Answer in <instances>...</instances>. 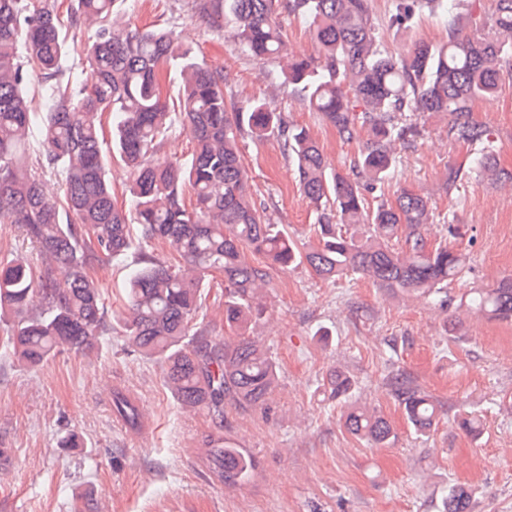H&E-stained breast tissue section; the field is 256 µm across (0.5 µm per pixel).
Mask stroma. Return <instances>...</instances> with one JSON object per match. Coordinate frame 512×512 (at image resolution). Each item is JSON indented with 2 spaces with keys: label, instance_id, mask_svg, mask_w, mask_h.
Listing matches in <instances>:
<instances>
[{
  "label": "stroma",
  "instance_id": "35a3bbf8",
  "mask_svg": "<svg viewBox=\"0 0 512 512\" xmlns=\"http://www.w3.org/2000/svg\"><path fill=\"white\" fill-rule=\"evenodd\" d=\"M198 0H123L121 10L139 28L189 32L197 57L226 77L227 98L267 99L271 107L308 127L329 168L348 172L360 141L339 137L299 93L277 86L272 65L247 58L214 30ZM494 0H457L422 12L409 29L390 23L393 0H374L376 33L393 52L416 40L438 41L449 30L469 35L482 27ZM501 90L475 100L471 118L487 130L501 167L512 171V66H503ZM415 133L402 148L386 189L405 187L430 198L429 242H448L466 254L470 270L449 285L451 296L512 277V196L479 176L481 145L448 138L443 113L411 112ZM241 159L258 203L299 241L314 240L313 206L276 141L244 138ZM460 168L447 190L449 166ZM459 233L448 238L445 227ZM103 288L110 317L124 310L127 269L90 268ZM266 311L250 334L278 367L269 412L224 408V435L258 461L254 479L227 489L211 475L204 448L214 433L210 416L177 405L158 366L131 352L121 331L101 352L71 350L34 370L19 367L0 346V448L14 460L0 477V512H440L448 486L474 491L472 512H512V322L459 314L432 299L394 296L365 278L318 279L304 265L272 273ZM327 337H319V330ZM347 372L356 398L375 407L395 437L376 447L340 422V404L324 381L333 367ZM404 373L440 407V421L418 435L388 384ZM133 394L144 414L132 430L112 411V394ZM477 415L479 437L458 421ZM83 447L66 448L67 433Z\"/></svg>",
  "mask_w": 512,
  "mask_h": 512
}]
</instances>
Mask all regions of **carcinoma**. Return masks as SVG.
<instances>
[{"instance_id":"carcinoma-1","label":"carcinoma","mask_w":512,"mask_h":512,"mask_svg":"<svg viewBox=\"0 0 512 512\" xmlns=\"http://www.w3.org/2000/svg\"><path fill=\"white\" fill-rule=\"evenodd\" d=\"M118 2L71 0L69 27H95L81 46L82 79L64 68L68 31L53 0H0V222L21 225L42 257L37 272L19 256L0 261V319H9L7 345L18 365L34 368L64 350L93 352L107 343L112 325L103 290L88 270L133 250L124 336L159 366L180 405L207 412L219 429L226 403L269 409L277 365L247 330L263 313L272 269L306 264L325 280L359 276L392 294L434 295L440 306L452 304L443 290L463 277L467 256L446 243L432 245L423 234L433 216L428 197L403 189L372 207L367 195L392 178L396 148L412 131L403 118L409 109L448 114L450 140H488L470 107L498 92L500 68L512 60V0H495L481 31L462 38L451 30L447 40L417 42L405 53L378 40L371 0H199V9L214 13L216 31L241 53L275 66L280 86L304 92L342 139L364 138L349 174L327 171L309 131L265 100L227 101L224 75L196 57L182 32L122 23ZM442 2L395 0L390 21L404 28L423 7ZM281 10L307 20L318 59L288 56ZM164 65L180 82L174 109L163 96ZM32 72L46 103L38 113L30 107ZM177 121L191 129V156L153 162ZM107 124L112 138L105 149ZM246 136L276 140L294 165L316 214L313 245L300 248L254 200L239 148ZM33 142L40 146L34 165ZM114 155L131 169L125 210L115 206L108 179ZM477 171L512 183L491 144ZM47 173L62 176L59 193L45 190ZM140 239L165 242L179 263L134 249ZM248 251L263 254L266 263L251 264ZM215 272L224 276V322L234 331L222 340L207 336L198 322ZM458 307L512 320V278L469 289ZM389 384L408 424L421 434L431 431L436 402L404 377ZM328 386L347 402L342 419L351 435L374 445L390 442V422L352 400L349 377L336 372ZM112 405L126 425L140 427L142 414L130 395L113 393ZM206 457L226 487L242 485L257 469L252 455L221 435L211 437ZM443 508L471 512V489L450 485Z\"/></svg>"}]
</instances>
